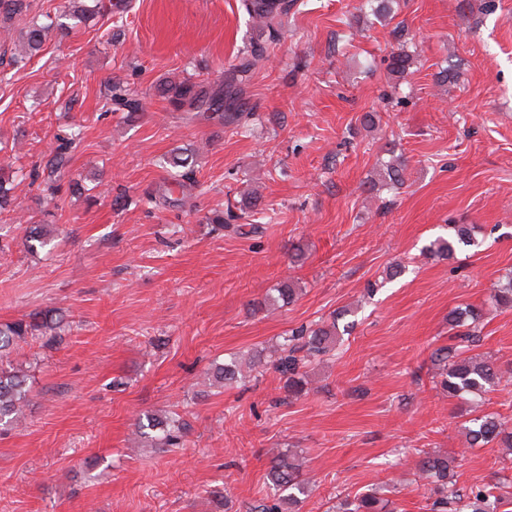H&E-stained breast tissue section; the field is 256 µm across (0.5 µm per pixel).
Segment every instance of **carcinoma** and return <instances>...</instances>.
<instances>
[{"instance_id": "cac0c4a2", "label": "carcinoma", "mask_w": 512, "mask_h": 512, "mask_svg": "<svg viewBox=\"0 0 512 512\" xmlns=\"http://www.w3.org/2000/svg\"><path fill=\"white\" fill-rule=\"evenodd\" d=\"M243 6L253 25L273 44L279 41L281 29L288 14L295 5V0H242ZM92 13L81 0H66L61 13L46 23H33L21 31L11 48V61L17 65L38 54L47 35L55 31L60 36L68 35L71 26L67 20L81 18ZM266 47L258 45L251 53V58L230 69L224 79V89H214L204 81L189 79H171L163 83L161 94L170 105L181 112H211L225 121V124L240 128L249 114L240 111L237 102L242 100L243 85L248 74L257 62L264 58ZM414 64L413 55L403 49L388 55L386 69L391 75H402ZM110 110L141 112L144 110L140 99L133 97L126 86L117 81L110 86ZM83 131L79 126L56 137L49 160L50 174L45 181L46 204H56L63 190L62 169L68 162L71 149L77 147ZM406 164L395 157L383 164L380 170L381 183L387 187L400 188L405 184ZM22 169L9 164H0V211L11 203V191ZM242 218L234 212L232 205H227L225 212L208 218L209 223L217 229L234 228L240 232L244 225L236 223ZM51 234L47 224L30 228L25 239L29 250L46 245ZM478 245L477 226L473 224H450L448 236L438 237L425 247V251L452 257L456 251ZM296 295V288L285 282L272 289L267 300L272 304H288ZM494 308L512 307V279L504 286L494 290L491 296ZM487 315L482 308L468 307L461 316L452 317V322L470 321L468 330L459 336L461 343H474L477 327ZM61 329V321L51 312L32 314L11 322L0 324V359L8 357L28 338L50 334L55 336ZM350 326H338L333 320L329 326L316 329H298L280 348L279 357L273 361L275 368L286 377L285 388L288 394L297 396L304 391V375L301 369L313 361L329 355L341 340V334L349 333ZM440 368L438 384L442 392L452 398H476L490 391L501 380L498 370L490 363L475 357L464 356L461 347H440L433 352ZM212 385L222 388L230 386L245 378L240 358L218 364L211 369ZM30 389L27 375L20 369L0 367V423L6 421L20 425L25 419V408L29 402ZM147 427L153 434L146 432L142 436L150 437L151 446L162 451L179 448L183 445L184 423L180 415L173 412L164 417H147ZM465 439L469 447L485 446L499 443L512 447V431L497 415L490 413L469 420L465 427ZM450 461L446 456L426 455L419 460L416 475L422 485L429 488L434 499L429 512H498L503 504L501 498L494 495L490 487H477L463 493L448 481ZM303 463L298 456L277 452L271 460L267 476L273 489L271 501L257 506V512H298L301 497L307 495L309 479L302 475ZM388 502L378 496V490L370 488L366 492L340 501L338 512H382Z\"/></svg>"}]
</instances>
